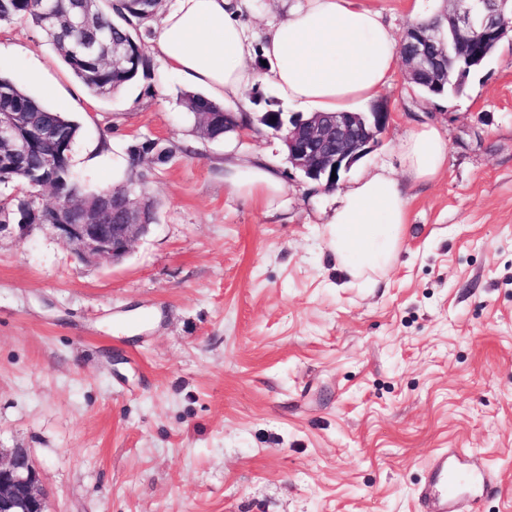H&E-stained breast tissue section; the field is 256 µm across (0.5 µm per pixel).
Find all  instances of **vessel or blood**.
Segmentation results:
<instances>
[{"mask_svg":"<svg viewBox=\"0 0 512 512\" xmlns=\"http://www.w3.org/2000/svg\"><path fill=\"white\" fill-rule=\"evenodd\" d=\"M469 485L476 496L482 497L495 490L492 479L479 466L462 468L456 460L440 454L434 460L432 476L418 493L425 512H455L460 485Z\"/></svg>","mask_w":512,"mask_h":512,"instance_id":"obj_1","label":"vessel or blood"}]
</instances>
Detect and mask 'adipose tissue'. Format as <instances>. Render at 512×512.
Instances as JSON below:
<instances>
[{
	"label": "adipose tissue",
	"instance_id": "ef3b65f1",
	"mask_svg": "<svg viewBox=\"0 0 512 512\" xmlns=\"http://www.w3.org/2000/svg\"><path fill=\"white\" fill-rule=\"evenodd\" d=\"M254 0H170L148 50L190 89H206L226 109H246L244 94L260 83L305 113L345 112L373 100L399 67L398 38L363 0H297L262 39L245 17ZM267 66L259 71L256 59ZM403 178L377 165L337 196L326 240L346 275L373 281L395 262L409 222L407 182H431L444 171L448 141L437 124L410 130L399 146ZM224 183L237 195L283 207L284 186L258 152L224 158Z\"/></svg>",
	"mask_w": 512,
	"mask_h": 512
}]
</instances>
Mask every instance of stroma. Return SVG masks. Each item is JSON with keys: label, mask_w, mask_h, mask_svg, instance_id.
<instances>
[{"label": "stroma", "mask_w": 512, "mask_h": 512, "mask_svg": "<svg viewBox=\"0 0 512 512\" xmlns=\"http://www.w3.org/2000/svg\"><path fill=\"white\" fill-rule=\"evenodd\" d=\"M0 74L80 124L93 187L119 180L112 139L172 152L142 188L157 224L114 265L46 224L0 232V448L29 449L47 512H420L432 458L455 450L498 482L473 512H512V45L459 96L397 71L388 128L337 188L275 135L246 141L278 167L281 210L225 186L224 141L198 137L160 63L95 98L13 20ZM425 120L445 170L409 184L388 272L348 283L322 221L362 171L399 170Z\"/></svg>", "instance_id": "35a3bbf8"}]
</instances>
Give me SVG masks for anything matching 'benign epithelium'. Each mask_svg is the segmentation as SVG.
<instances>
[{
	"label": "benign epithelium",
	"instance_id": "benign-epithelium-1",
	"mask_svg": "<svg viewBox=\"0 0 512 512\" xmlns=\"http://www.w3.org/2000/svg\"><path fill=\"white\" fill-rule=\"evenodd\" d=\"M441 22L448 25L453 55L435 41L433 29L414 25L402 37L398 53L406 79L423 78L440 85L482 62V51L501 43L512 33V0H447ZM391 113L383 106L370 112H299L280 119L276 135L287 149V160L303 176L320 184H336L338 177L364 157L389 124ZM336 177H331V174ZM125 199L121 220L108 223L112 205ZM152 199L130 191L107 193L81 206L82 220L70 224L58 216L52 223L57 234L82 262L109 266L119 262L150 228ZM0 512H45L40 470L26 448L0 451Z\"/></svg>",
	"mask_w": 512,
	"mask_h": 512
}]
</instances>
